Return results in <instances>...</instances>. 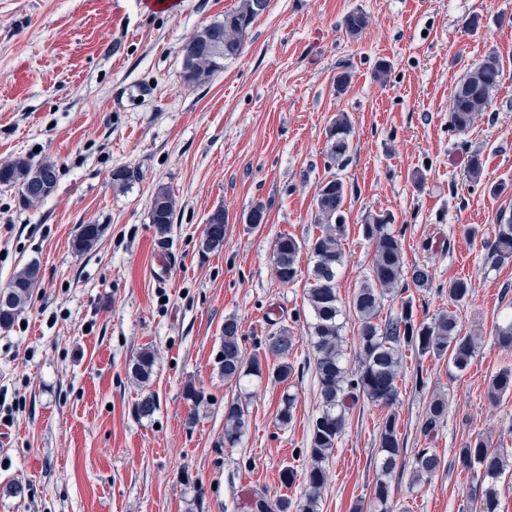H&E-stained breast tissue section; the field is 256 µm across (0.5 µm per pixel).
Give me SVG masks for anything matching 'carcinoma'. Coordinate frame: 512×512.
I'll return each instance as SVG.
<instances>
[{"instance_id":"obj_1","label":"carcinoma","mask_w":512,"mask_h":512,"mask_svg":"<svg viewBox=\"0 0 512 512\" xmlns=\"http://www.w3.org/2000/svg\"><path fill=\"white\" fill-rule=\"evenodd\" d=\"M255 0H240L239 5L194 32L185 45L197 42L207 33L218 40L222 52L200 51L182 61L181 77L190 88L204 86L213 76L224 69V62L238 58L245 47L250 28L243 22L254 23ZM346 35L358 37L368 26V17L361 11L348 13L342 21ZM502 76L500 61L489 56L467 66L457 83L449 109V123L454 130H468L476 115L486 110L492 93L499 86ZM328 157L339 162L348 155L352 145V127L346 114H337L326 129ZM38 174L57 175L55 163L49 160L34 162L18 157L0 167V185L16 187L23 196L25 206L34 205L47 198L55 189L52 180L42 190H33L30 184ZM346 186L333 175L320 185L315 198V221L323 225L322 234L314 239L298 241L284 235L277 239L273 250V265L277 278L283 283L294 281L299 273L300 255L303 250L311 253L312 266L308 269L309 288L305 296L312 313L309 336L314 353L315 373L318 382L319 412L312 420L309 456L311 466L304 478L303 502L282 498L270 503L260 498L255 503L256 512H319V502L326 482L325 462L336 448L344 432L348 413L359 399L390 406L398 397V368L403 351L415 350L421 355L448 356V362L458 370H465L475 353V338L462 332L455 315L440 313L427 321L415 323L413 302L403 296L409 287L418 290L431 286L428 268L420 265L405 271L400 236L391 224L379 220V215L369 214L362 224L364 237L372 244L373 260L370 273L352 295V308L357 320L359 346L358 367L347 368L342 350L344 317L337 291V272L344 263V252L336 234L344 223ZM176 201L172 193L160 187L153 195L150 206V223L156 234L165 238L174 223ZM102 228L98 224H83L73 239L78 253L89 251L98 242ZM490 258L496 262L512 259V219L498 225L490 245ZM40 266L36 262L26 264L15 273L5 289L0 290V329L10 328L29 307L39 285ZM472 289L465 279H457L448 285V297L460 303L471 296ZM401 296L399 313L386 319L380 314L385 299ZM292 332L286 327L265 338V348L279 359L268 373V378L285 384L291 378L293 366L288 356L294 347ZM156 360L154 349L146 347L134 358L130 377L142 386L150 381ZM219 371L227 384H241L250 376L262 375V363L256 357L246 359L240 346L239 323L234 318L224 320V340L218 357ZM512 391V369H504L490 382L489 398L496 402ZM296 397L285 392L280 400L278 421L286 427L293 418ZM158 409L154 394L147 393L136 404L139 417L148 418ZM448 415V398L434 395L426 405L420 423L424 436L432 435ZM246 412L239 400L224 402V441L234 445L245 432ZM378 474L374 485L373 502L380 512H389L391 482L397 476L400 440L397 416L390 414L379 427ZM462 466L478 475L471 502L478 512H497L499 507L498 480L508 466L505 448H493L481 437L468 439L458 449ZM411 484L419 486L432 479L438 471L440 458L430 449L422 448L414 455Z\"/></svg>"}]
</instances>
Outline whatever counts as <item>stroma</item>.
Here are the masks:
<instances>
[{"mask_svg":"<svg viewBox=\"0 0 512 512\" xmlns=\"http://www.w3.org/2000/svg\"><path fill=\"white\" fill-rule=\"evenodd\" d=\"M238 0H175L152 11L141 0H0V164L24 156L57 167V185L25 207L0 186V289L27 263L40 282L20 322L0 329V512H254L258 498L299 501L310 466V426L319 411L307 336L306 273L280 282L273 248L280 236L321 232L314 196L331 175L346 185L341 301L372 264L362 234L370 213H388L402 236L406 267H428L430 288L412 290L414 318L456 314L477 336L465 371L447 358L403 355L399 397L386 407L359 400L326 466L320 512L369 504L376 479L378 426L396 414L399 480L390 512H470L474 472L455 453L468 438L512 448V394L488 397L512 349L495 329L512 316V260L492 264L489 246L512 218V0H270L243 54L205 86L181 79L183 43ZM369 24L347 37L343 18ZM495 55L504 72L487 110L459 133L448 107L467 64ZM387 61L386 84L373 79ZM350 75L344 90L336 76ZM353 129L340 162L326 154L337 113ZM483 159L480 181L467 175ZM133 178L112 183L116 169ZM177 200L167 242L149 220L152 195ZM266 221L246 224L254 203ZM223 209L224 248L201 254L208 215ZM102 236L75 252L80 225ZM465 279L463 304L448 284ZM236 318L245 357L277 360L264 348L273 326L295 346L288 385L252 377L225 383L217 359L226 318ZM145 347L156 352L147 387L129 376ZM194 383L208 405L193 408ZM294 419L277 421L284 389ZM156 396L138 418L142 391ZM448 415L432 436L418 429L432 395ZM247 418L240 442H224V403ZM441 465L422 489L410 486L415 452ZM291 468L298 479L282 484ZM19 482L21 497L4 494Z\"/></svg>","mask_w":512,"mask_h":512,"instance_id":"stroma-1","label":"stroma"}]
</instances>
